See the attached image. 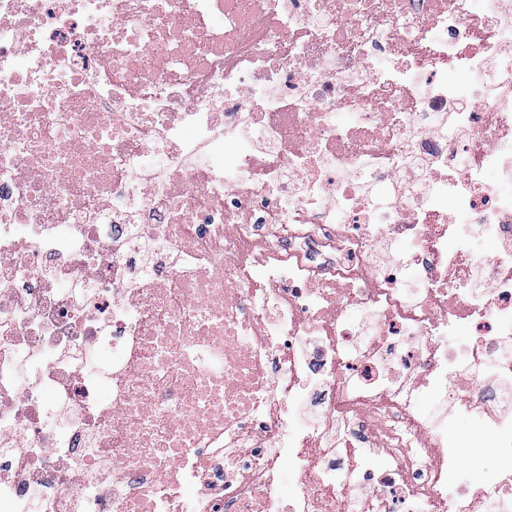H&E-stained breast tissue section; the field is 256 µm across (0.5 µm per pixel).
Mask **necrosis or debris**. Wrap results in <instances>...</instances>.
Here are the masks:
<instances>
[{
    "label": "necrosis or debris",
    "instance_id": "4bbe7bcc",
    "mask_svg": "<svg viewBox=\"0 0 512 512\" xmlns=\"http://www.w3.org/2000/svg\"><path fill=\"white\" fill-rule=\"evenodd\" d=\"M490 446L512 0H0V512H512ZM506 463H511L500 455L494 448H486L478 453L468 456L462 468L465 476L471 481H480L493 478L498 470Z\"/></svg>",
    "mask_w": 512,
    "mask_h": 512
}]
</instances>
